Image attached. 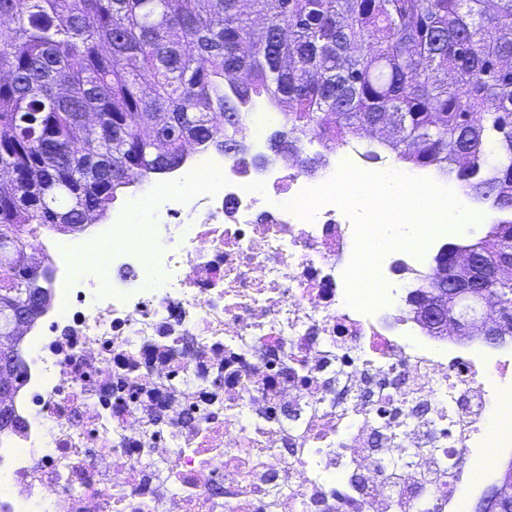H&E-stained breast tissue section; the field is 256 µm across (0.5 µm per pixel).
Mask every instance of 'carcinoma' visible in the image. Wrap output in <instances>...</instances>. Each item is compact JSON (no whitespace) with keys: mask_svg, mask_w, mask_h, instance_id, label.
<instances>
[{"mask_svg":"<svg viewBox=\"0 0 512 512\" xmlns=\"http://www.w3.org/2000/svg\"><path fill=\"white\" fill-rule=\"evenodd\" d=\"M0 0V331L46 300L25 262L32 224L100 221L187 141L245 148L255 100L279 108L288 158L365 126L415 167L452 170L512 208V0ZM512 254V221L479 242ZM512 336V279L489 284ZM465 323L479 295L442 299Z\"/></svg>","mask_w":512,"mask_h":512,"instance_id":"obj_1","label":"carcinoma"}]
</instances>
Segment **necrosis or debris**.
<instances>
[{"label": "necrosis or debris", "instance_id": "necrosis-or-debris-1", "mask_svg": "<svg viewBox=\"0 0 512 512\" xmlns=\"http://www.w3.org/2000/svg\"><path fill=\"white\" fill-rule=\"evenodd\" d=\"M268 125L242 154L189 145L143 217L31 229L48 298L11 339L0 512H473L497 483L467 461L512 456V337L438 343L401 309L407 251L379 263L387 304L348 305L351 218L285 205L360 154L271 167Z\"/></svg>", "mask_w": 512, "mask_h": 512}]
</instances>
